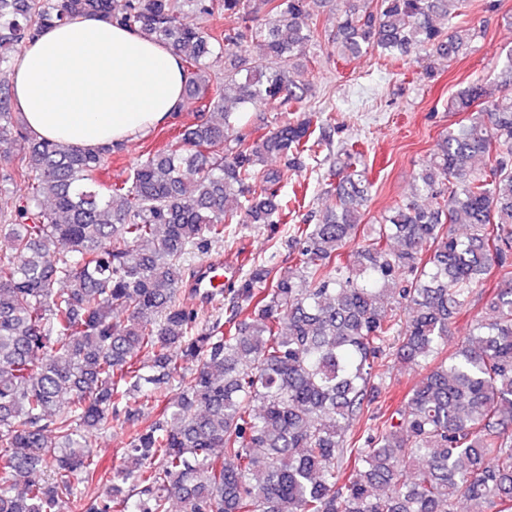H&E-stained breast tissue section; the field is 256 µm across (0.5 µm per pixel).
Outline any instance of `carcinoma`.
Segmentation results:
<instances>
[{
  "instance_id": "1",
  "label": "carcinoma",
  "mask_w": 512,
  "mask_h": 512,
  "mask_svg": "<svg viewBox=\"0 0 512 512\" xmlns=\"http://www.w3.org/2000/svg\"><path fill=\"white\" fill-rule=\"evenodd\" d=\"M326 0H0V75L43 28L100 14L172 46L186 96L207 100L175 141L99 187L121 144L89 151L39 138L0 86V512H472L512 509V55L499 95L468 85L409 196L362 226L371 183L363 142L324 178L335 203L310 213L294 264L254 261L240 285L183 306L191 249L230 224H277L278 186L330 146L331 117L308 109L291 63ZM464 0H336L328 35L368 49L454 60L474 33L449 24ZM236 25H182L185 10ZM261 43L262 62L238 52ZM233 57L218 73L212 58ZM286 115L277 128L250 109ZM276 156L278 169H261ZM192 179H186V175ZM462 224L460 236L451 226ZM478 288L493 296L473 331L448 333ZM408 310L396 319L387 304ZM425 369L393 410L375 407L384 362ZM182 375L146 420L141 406ZM261 404L260 410L252 403ZM374 422L360 433L353 423ZM129 429L125 465L96 469L92 437ZM48 478L31 481L35 472ZM106 493L92 497L91 484ZM131 485L135 502L123 493Z\"/></svg>"
}]
</instances>
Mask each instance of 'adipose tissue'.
<instances>
[{
	"label": "adipose tissue",
	"instance_id": "adipose-tissue-1",
	"mask_svg": "<svg viewBox=\"0 0 512 512\" xmlns=\"http://www.w3.org/2000/svg\"><path fill=\"white\" fill-rule=\"evenodd\" d=\"M10 84L15 108L42 139L95 150L168 121L184 75L169 45L88 14L27 42Z\"/></svg>",
	"mask_w": 512,
	"mask_h": 512
}]
</instances>
